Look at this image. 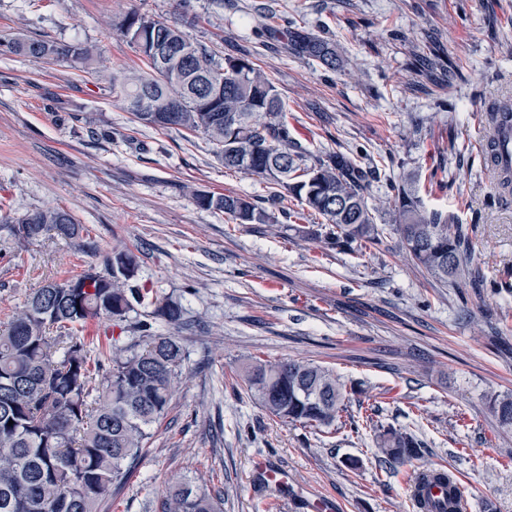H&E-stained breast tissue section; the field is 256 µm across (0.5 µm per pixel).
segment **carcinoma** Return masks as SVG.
I'll return each instance as SVG.
<instances>
[{
	"instance_id": "1",
	"label": "carcinoma",
	"mask_w": 512,
	"mask_h": 512,
	"mask_svg": "<svg viewBox=\"0 0 512 512\" xmlns=\"http://www.w3.org/2000/svg\"><path fill=\"white\" fill-rule=\"evenodd\" d=\"M116 27L147 60L145 73L118 71L107 77L112 96L136 121L162 129L201 133L228 170L266 178L301 206L297 219L317 215L331 226L327 244L353 252L381 242L367 195L372 168L355 156L323 152L307 164L309 150L290 136L288 112L274 84L246 56L219 62L192 43L176 24L137 10ZM288 51L331 69L340 64L334 42L305 29L283 31ZM175 42L189 49L184 63L158 60L155 48ZM10 53L34 60H66L85 68L94 46L38 38L6 44ZM181 105L177 120L164 118ZM401 248L412 263L440 282L467 276L468 238L462 225L429 211L418 188L391 186ZM202 209L219 211L237 224H274L276 217L233 193L195 191ZM22 249L52 231L84 246V225L65 210L45 208L6 226ZM103 268L53 279L30 293L0 327V512H101L113 485L126 481L164 416L183 378L187 352L175 333H157L161 321L175 329L184 310L171 297L152 300L139 283L137 255L114 247ZM106 320L138 334V340L100 350L97 357L76 332ZM251 399L282 423L313 429L336 425L345 391L336 372L304 360L268 363L254 359L241 369ZM493 412L512 428V396L496 397ZM13 425H8V422ZM381 453L396 466L420 455L414 435L389 427L376 437ZM161 512H224V499L186 478L167 484Z\"/></svg>"
}]
</instances>
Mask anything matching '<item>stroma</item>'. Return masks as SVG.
I'll use <instances>...</instances> for the list:
<instances>
[{"label":"stroma","instance_id":"1","mask_svg":"<svg viewBox=\"0 0 512 512\" xmlns=\"http://www.w3.org/2000/svg\"><path fill=\"white\" fill-rule=\"evenodd\" d=\"M178 22L216 58L247 55L273 82L297 141L377 167L368 204L383 230L365 254L327 247L291 222L238 224L196 206L190 188L299 210L277 185L226 170L204 135L138 123L101 73L145 64L113 20L130 10ZM335 42L337 70L298 58L280 30ZM97 45L92 69L0 54V206L57 207L89 230L83 249L46 238L13 250L0 230V323L44 280L100 264L125 245L139 279L179 300L186 373L129 481L102 512H159L180 476L224 512H415L408 480L452 472L469 512H512V430L493 395L512 394V200L493 202L478 142L481 106L512 99V0H0V39ZM457 75L436 81L440 66ZM435 180L428 210L469 232L482 288L440 283L398 246L391 184ZM335 369L354 426L317 432L259 409L238 376L252 357ZM421 441L391 468L375 431ZM288 469L289 495L251 474L254 458Z\"/></svg>","mask_w":512,"mask_h":512}]
</instances>
